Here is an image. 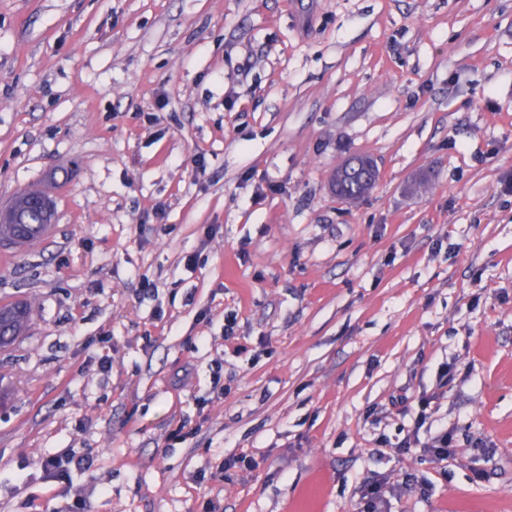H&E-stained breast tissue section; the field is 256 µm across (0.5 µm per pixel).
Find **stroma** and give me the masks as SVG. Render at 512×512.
Returning <instances> with one entry per match:
<instances>
[{
    "label": "stroma",
    "mask_w": 512,
    "mask_h": 512,
    "mask_svg": "<svg viewBox=\"0 0 512 512\" xmlns=\"http://www.w3.org/2000/svg\"><path fill=\"white\" fill-rule=\"evenodd\" d=\"M33 188L0 512H512V0H0V208ZM373 162L366 157L356 158L336 171V194L347 200L363 196L375 183L377 171L372 177L367 167ZM453 447V436L446 429L433 437L431 442L422 448V451L425 455L444 460L453 453ZM40 466L51 478L65 480L71 469H88L90 460L84 449L72 448L65 455H46L41 458Z\"/></svg>",
    "instance_id": "obj_1"
}]
</instances>
